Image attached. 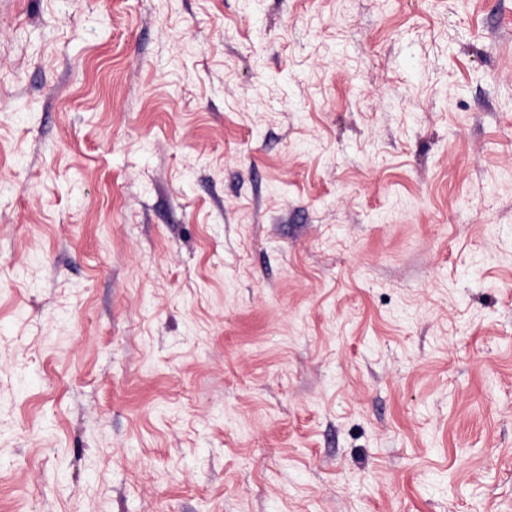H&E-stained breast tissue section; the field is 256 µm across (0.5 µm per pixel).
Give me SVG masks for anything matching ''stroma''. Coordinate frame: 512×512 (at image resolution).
Segmentation results:
<instances>
[{"mask_svg": "<svg viewBox=\"0 0 512 512\" xmlns=\"http://www.w3.org/2000/svg\"><path fill=\"white\" fill-rule=\"evenodd\" d=\"M0 512H512V0H0Z\"/></svg>", "mask_w": 512, "mask_h": 512, "instance_id": "stroma-1", "label": "stroma"}]
</instances>
